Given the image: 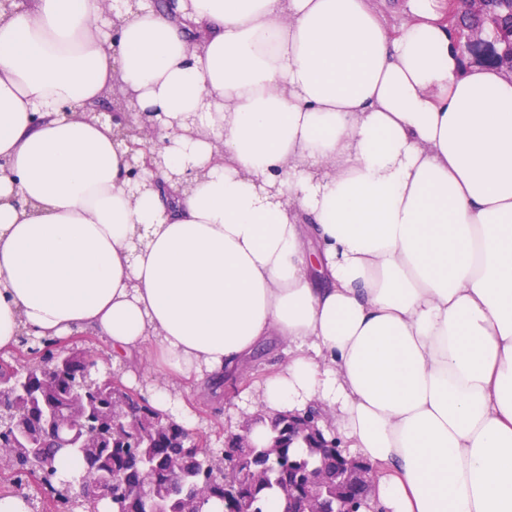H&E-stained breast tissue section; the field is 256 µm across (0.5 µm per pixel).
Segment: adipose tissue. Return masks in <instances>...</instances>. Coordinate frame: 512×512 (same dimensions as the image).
I'll list each match as a JSON object with an SVG mask.
<instances>
[{"mask_svg":"<svg viewBox=\"0 0 512 512\" xmlns=\"http://www.w3.org/2000/svg\"><path fill=\"white\" fill-rule=\"evenodd\" d=\"M100 13L0 12V351L92 333L191 430L185 396L271 342L253 404L317 407L376 512H512V73L463 62L440 0L395 30L373 0ZM116 93L178 121L177 204L84 117Z\"/></svg>","mask_w":512,"mask_h":512,"instance_id":"1","label":"adipose tissue"}]
</instances>
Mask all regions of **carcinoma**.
<instances>
[{
  "label": "carcinoma",
  "instance_id": "carcinoma-1",
  "mask_svg": "<svg viewBox=\"0 0 512 512\" xmlns=\"http://www.w3.org/2000/svg\"><path fill=\"white\" fill-rule=\"evenodd\" d=\"M57 344L20 339L6 364L31 388L25 395L0 392V447L19 449L0 469V484L24 497L30 512H96L99 501L81 486L105 470L116 477L112 512H206L211 502L223 512H265L267 498L288 484L290 466L336 477L322 449L288 440V419L256 416L252 424L268 425V442L280 445V456L244 448L234 457L244 481L226 482L224 456L211 448L210 432L191 435L136 391L113 404L112 383L92 375V351L74 347L59 374L23 364L29 357L53 358ZM131 485L149 488V499L128 498L123 490Z\"/></svg>",
  "mask_w": 512,
  "mask_h": 512
}]
</instances>
